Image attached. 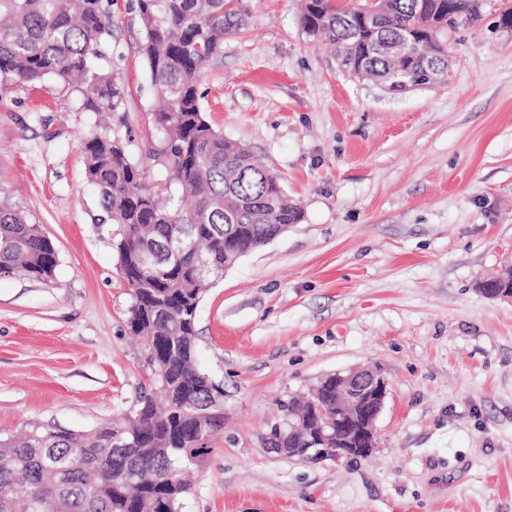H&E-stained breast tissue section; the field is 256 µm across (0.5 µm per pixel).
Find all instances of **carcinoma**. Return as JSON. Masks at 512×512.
I'll use <instances>...</instances> for the list:
<instances>
[{"mask_svg": "<svg viewBox=\"0 0 512 512\" xmlns=\"http://www.w3.org/2000/svg\"><path fill=\"white\" fill-rule=\"evenodd\" d=\"M114 0H0V85L55 81L80 98L82 110H119L125 91L98 64L112 38ZM380 21L365 26L355 9L336 0H304L303 32L324 37L348 74L400 88L423 84L421 72L396 73L392 47L421 33L418 51L440 62L444 33L481 20L479 0H379ZM141 22L139 52L154 92L155 122L162 133L149 155L165 170L150 181L133 160L131 140L117 130H94L84 143L86 176L99 191L100 226L110 236L118 271L131 288L127 324L145 341L146 362L164 392L138 399L135 416L92 432L35 426L16 439L0 440V512H30L29 504L52 503L56 512H179L188 492L185 475L193 431L211 437L224 425V401L214 381L196 364L197 310L204 295L197 261L188 254L148 268L144 240H199L211 276L224 272V230L234 226L241 249L265 244L276 224H296L298 208L279 178L256 165L242 145L224 137L204 116L200 74L218 58L224 35L245 29L242 0H130ZM53 242L10 202H0V275L17 269L43 281L53 278ZM280 448H306L299 432L282 428ZM137 458L142 476L125 482V455ZM72 459L74 471H52Z\"/></svg>", "mask_w": 512, "mask_h": 512, "instance_id": "cac0c4a2", "label": "carcinoma"}]
</instances>
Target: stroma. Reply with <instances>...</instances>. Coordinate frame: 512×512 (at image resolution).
Segmentation results:
<instances>
[{
	"instance_id": "obj_1",
	"label": "stroma",
	"mask_w": 512,
	"mask_h": 512,
	"mask_svg": "<svg viewBox=\"0 0 512 512\" xmlns=\"http://www.w3.org/2000/svg\"><path fill=\"white\" fill-rule=\"evenodd\" d=\"M249 25L202 71L207 120L275 172L300 223L238 259L197 311V365L224 386V427L180 512H512V33H447L448 73L396 94L344 72L302 30L303 0H244ZM116 112L53 80L0 86V196L58 254L48 282L0 276V436L133 415L152 379L131 290L97 224L83 142L117 128L149 174L156 130L139 19L112 7ZM389 380L374 454L306 463L267 452L281 404L330 374ZM492 282L495 288H482L485 295L492 299H512V270L508 274H492L487 277L483 285Z\"/></svg>"
}]
</instances>
